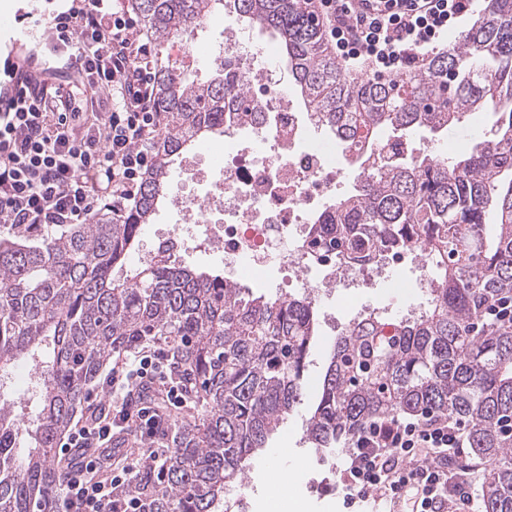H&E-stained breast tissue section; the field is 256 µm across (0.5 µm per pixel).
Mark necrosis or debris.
Listing matches in <instances>:
<instances>
[{
  "label": "necrosis or debris",
  "mask_w": 512,
  "mask_h": 512,
  "mask_svg": "<svg viewBox=\"0 0 512 512\" xmlns=\"http://www.w3.org/2000/svg\"><path fill=\"white\" fill-rule=\"evenodd\" d=\"M231 59L242 74L255 122L224 130V166L200 176L199 193L172 194L177 223L152 227L153 250L181 252L193 243L223 256L238 279L260 277L276 288L294 271L309 293L345 281L381 278L386 287L425 292L431 274L425 248L415 254L388 252L383 267L340 268L334 250L313 243L309 229L336 197L345 170L336 161V141L323 134L310 114L297 111L281 90L263 48L233 33L210 50L212 64ZM417 275L400 277L407 264Z\"/></svg>",
  "instance_id": "4bbe7bcc"
}]
</instances>
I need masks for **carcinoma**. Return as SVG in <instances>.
Masks as SVG:
<instances>
[{"label":"carcinoma","mask_w":512,"mask_h":512,"mask_svg":"<svg viewBox=\"0 0 512 512\" xmlns=\"http://www.w3.org/2000/svg\"><path fill=\"white\" fill-rule=\"evenodd\" d=\"M155 46L153 106L169 131L133 205L24 242L0 240V382L40 360L38 426L17 448L18 418L0 402V512H54L66 471L56 444L87 404L103 366L138 339L165 341L207 413L177 421L165 480L142 474L127 490L149 512H224L268 440L303 401L313 299L272 297L159 252L112 279L167 201L172 166L194 143L224 132V107L247 104L232 64L190 81L166 58L218 9L274 36L302 110L336 139L356 177L328 207L323 244L343 266L427 249L433 288L401 319L368 309L337 335L305 421L318 451L379 417L446 414L464 425L470 455L487 464L484 512H512V327L472 325L494 297H512V0H485L478 21L418 70L357 77L327 51L309 0H132ZM476 112L486 132L446 160L432 152L372 157L374 138L446 136Z\"/></svg>","instance_id":"1"}]
</instances>
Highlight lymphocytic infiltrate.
I'll list each match as a JSON object with an SVG mask.
<instances>
[{"mask_svg": "<svg viewBox=\"0 0 512 512\" xmlns=\"http://www.w3.org/2000/svg\"><path fill=\"white\" fill-rule=\"evenodd\" d=\"M328 37L345 66L397 75L444 51L450 28L472 0H385L380 11L353 0H318ZM42 52L9 51L0 60V232L83 224L103 207L120 214L148 171L147 148L160 129L149 88V44L122 0H68L45 17ZM89 88L78 111L57 79ZM101 386L108 413L81 417L62 451L79 449L57 492L56 512H147L125 488L141 469L166 475V452L151 447L167 426L165 411L191 389L176 378L164 348L133 345L119 354ZM460 422L444 415L368 422L350 441L336 472L344 512L366 503L387 512H476L475 473L460 461ZM145 440L137 452L112 454L118 434Z\"/></svg>", "mask_w": 512, "mask_h": 512, "instance_id": "lymphocytic-infiltrate-1", "label": "lymphocytic infiltrate"}]
</instances>
